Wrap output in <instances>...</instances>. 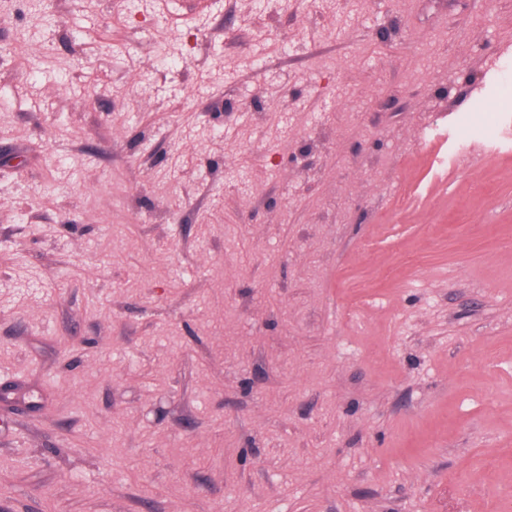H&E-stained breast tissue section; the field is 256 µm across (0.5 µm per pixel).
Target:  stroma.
<instances>
[{"instance_id":"1","label":"stroma","mask_w":512,"mask_h":512,"mask_svg":"<svg viewBox=\"0 0 512 512\" xmlns=\"http://www.w3.org/2000/svg\"><path fill=\"white\" fill-rule=\"evenodd\" d=\"M150 2L0 0V512H505L512 0ZM155 9L174 26H185L213 8L212 0H155Z\"/></svg>"}]
</instances>
